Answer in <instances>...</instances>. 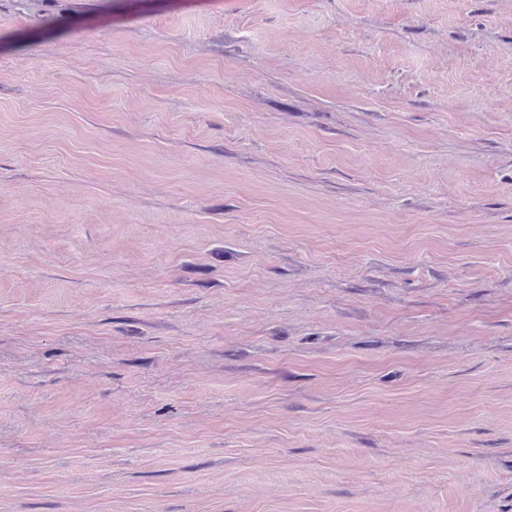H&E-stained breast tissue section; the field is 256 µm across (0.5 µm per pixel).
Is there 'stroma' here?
Returning <instances> with one entry per match:
<instances>
[{
	"mask_svg": "<svg viewBox=\"0 0 512 512\" xmlns=\"http://www.w3.org/2000/svg\"><path fill=\"white\" fill-rule=\"evenodd\" d=\"M0 512H512V0H0Z\"/></svg>",
	"mask_w": 512,
	"mask_h": 512,
	"instance_id": "stroma-1",
	"label": "stroma"
}]
</instances>
